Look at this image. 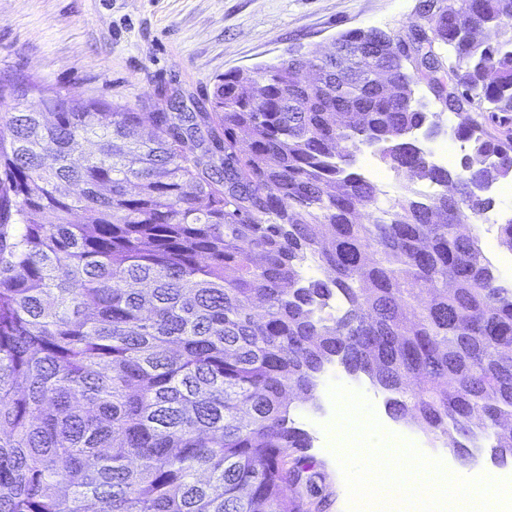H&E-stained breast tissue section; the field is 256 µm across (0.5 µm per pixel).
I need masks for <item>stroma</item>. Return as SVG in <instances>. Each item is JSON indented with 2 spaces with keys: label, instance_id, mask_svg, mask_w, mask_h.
I'll return each mask as SVG.
<instances>
[{
  "label": "stroma",
  "instance_id": "obj_1",
  "mask_svg": "<svg viewBox=\"0 0 512 512\" xmlns=\"http://www.w3.org/2000/svg\"><path fill=\"white\" fill-rule=\"evenodd\" d=\"M418 0H0V76L30 80L81 99L106 98L137 111L180 100L185 111L208 109L216 76L274 63L291 48L331 51L339 33L355 28L398 29L413 20ZM369 391L374 414L408 434L426 456L447 462L451 475L487 478L512 472L490 448L458 457L430 440L411 419L393 418L386 396L367 377H344ZM326 386L315 401H297L291 417L313 438L324 466L327 512H349L348 493L334 449L310 417L331 415Z\"/></svg>",
  "mask_w": 512,
  "mask_h": 512
}]
</instances>
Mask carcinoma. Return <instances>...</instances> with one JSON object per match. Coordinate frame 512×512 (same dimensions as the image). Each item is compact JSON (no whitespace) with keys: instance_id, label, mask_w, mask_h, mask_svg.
<instances>
[{"instance_id":"carcinoma-1","label":"carcinoma","mask_w":512,"mask_h":512,"mask_svg":"<svg viewBox=\"0 0 512 512\" xmlns=\"http://www.w3.org/2000/svg\"><path fill=\"white\" fill-rule=\"evenodd\" d=\"M334 47L218 76L209 112L0 77V512H321L291 406L331 364L512 457V283L461 231L512 179V0ZM447 110L446 167L417 134ZM370 163L373 168L380 170L383 173V176L380 179H371L377 181L378 183H382L384 186V190L387 191L388 197H394L399 194L400 188L404 180L402 177H396L395 174L390 172L386 166L377 159L376 156L371 154L369 150L364 151L361 155L358 156V172H361L365 176H367V172L365 171V165Z\"/></svg>"}]
</instances>
